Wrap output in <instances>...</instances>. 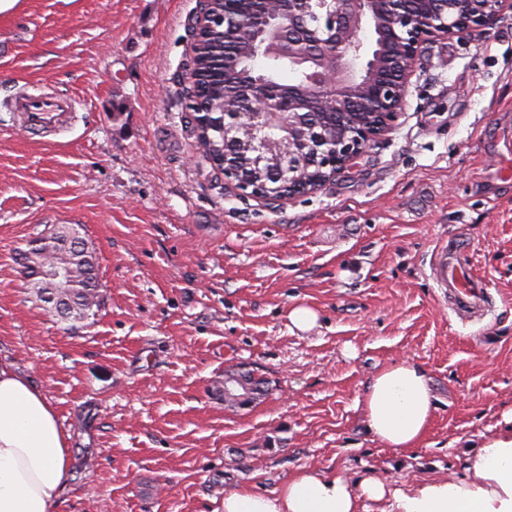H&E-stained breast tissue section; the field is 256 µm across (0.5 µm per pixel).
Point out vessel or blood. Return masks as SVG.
Instances as JSON below:
<instances>
[{"label":"vessel or blood","instance_id":"vessel-or-blood-1","mask_svg":"<svg viewBox=\"0 0 512 512\" xmlns=\"http://www.w3.org/2000/svg\"><path fill=\"white\" fill-rule=\"evenodd\" d=\"M20 103L34 130L58 124L71 107L70 101L44 95H28ZM431 270L439 286L447 289L459 317L470 315L484 304L485 291L481 284L467 266L453 258L447 245L438 247Z\"/></svg>","mask_w":512,"mask_h":512}]
</instances>
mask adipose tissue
Wrapping results in <instances>:
<instances>
[{"mask_svg": "<svg viewBox=\"0 0 512 512\" xmlns=\"http://www.w3.org/2000/svg\"><path fill=\"white\" fill-rule=\"evenodd\" d=\"M360 404L387 447H415L436 410L425 369L408 360L378 371ZM72 466L70 435L46 392L0 362V512H56ZM466 481L411 490L368 479L353 486L320 468L294 473L277 490L225 492L224 512H360L365 500L387 512H512V429L487 439Z\"/></svg>", "mask_w": 512, "mask_h": 512, "instance_id": "ef3b65f1", "label": "adipose tissue"}]
</instances>
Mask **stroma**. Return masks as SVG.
Segmentation results:
<instances>
[{"label":"stroma","instance_id":"1","mask_svg":"<svg viewBox=\"0 0 512 512\" xmlns=\"http://www.w3.org/2000/svg\"><path fill=\"white\" fill-rule=\"evenodd\" d=\"M197 0H20L0 14V361L46 391L74 457L59 512H224L315 465L403 488L468 479L512 411V14L426 45L392 130L311 194L272 202L201 163L178 79ZM72 100L32 131L15 100ZM72 224L103 305L68 330L30 296L27 241ZM466 245L489 307L431 270ZM313 308L316 326L289 311ZM409 359L437 406L420 443L367 429L372 376ZM270 383L224 407V370ZM458 249L463 252L465 247L457 244L448 250V243L440 244L431 270L439 286L448 290V296L454 306L453 311L460 318H464L485 303L486 293L471 270L451 256V253H456Z\"/></svg>","mask_w":512,"mask_h":512}]
</instances>
